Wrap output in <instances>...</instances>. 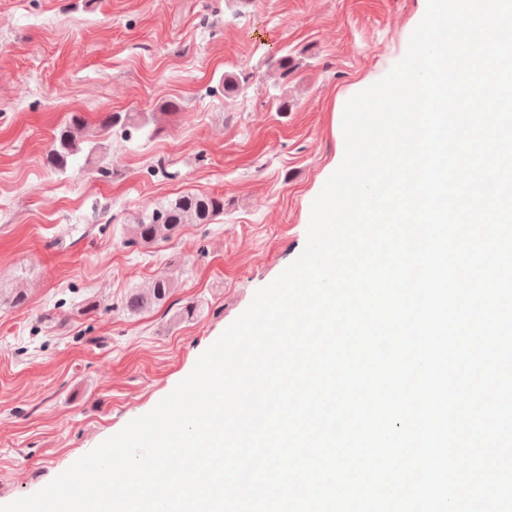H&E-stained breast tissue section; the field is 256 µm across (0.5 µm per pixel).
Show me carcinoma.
<instances>
[{"mask_svg": "<svg viewBox=\"0 0 512 512\" xmlns=\"http://www.w3.org/2000/svg\"><path fill=\"white\" fill-rule=\"evenodd\" d=\"M140 126L141 123L131 115L113 112L100 121L98 131L105 134L118 127L128 137L131 131ZM87 128L86 119L74 113L56 129L45 157L50 169L63 173L80 153L85 151L90 156L96 152L97 146L89 139ZM223 214L224 196L184 193L133 215L127 225L123 244L127 247H146L170 242L179 236L186 225L212 224ZM173 290V276L162 273L153 279L150 286L130 291L121 299L119 308L130 316H137L165 303ZM1 301L21 307L28 301V291L21 287L9 290L0 288Z\"/></svg>", "mask_w": 512, "mask_h": 512, "instance_id": "1", "label": "carcinoma"}]
</instances>
